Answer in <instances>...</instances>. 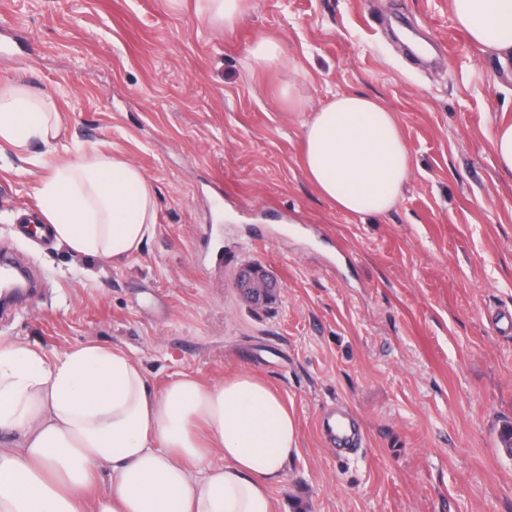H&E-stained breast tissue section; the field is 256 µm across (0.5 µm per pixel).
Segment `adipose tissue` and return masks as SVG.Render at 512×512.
<instances>
[{
  "mask_svg": "<svg viewBox=\"0 0 512 512\" xmlns=\"http://www.w3.org/2000/svg\"><path fill=\"white\" fill-rule=\"evenodd\" d=\"M470 43L512 73V0H448ZM250 68L300 71L257 37ZM55 100L24 81L0 87V149L47 173L35 205L77 256L121 263L157 224L155 191L119 154L73 153ZM45 151L31 157L30 147ZM301 163L337 210L387 215L413 174L395 113L361 93L335 95L301 123ZM0 512H274L272 488L298 445L285 399L254 372L219 380L182 374L153 388L126 351L90 343L54 356L0 341Z\"/></svg>",
  "mask_w": 512,
  "mask_h": 512,
  "instance_id": "adipose-tissue-1",
  "label": "adipose tissue"
}]
</instances>
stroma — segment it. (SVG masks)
<instances>
[{
  "label": "stroma",
  "mask_w": 512,
  "mask_h": 512,
  "mask_svg": "<svg viewBox=\"0 0 512 512\" xmlns=\"http://www.w3.org/2000/svg\"><path fill=\"white\" fill-rule=\"evenodd\" d=\"M260 35L311 106L364 91L395 112L414 172L389 214L347 215L309 183L282 74L246 65ZM7 37L22 53L0 52V86L26 79L68 142L141 167L158 224L120 265L41 246L16 224L44 171L1 151L0 244L41 291L0 340L119 347L158 389L262 375L299 432L277 512H512V179L490 141L512 77L448 0H247L230 32L197 0H0ZM253 263L273 286L260 307L236 286ZM339 403L363 430L341 457L319 431Z\"/></svg>",
  "instance_id": "stroma-1"
}]
</instances>
